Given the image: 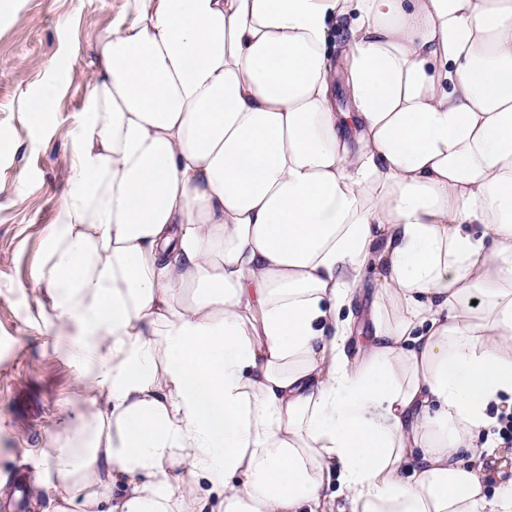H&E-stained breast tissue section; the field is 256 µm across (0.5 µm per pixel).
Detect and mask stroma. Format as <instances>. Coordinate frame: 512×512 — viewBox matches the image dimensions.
<instances>
[{
    "instance_id": "1",
    "label": "stroma",
    "mask_w": 512,
    "mask_h": 512,
    "mask_svg": "<svg viewBox=\"0 0 512 512\" xmlns=\"http://www.w3.org/2000/svg\"><path fill=\"white\" fill-rule=\"evenodd\" d=\"M135 17L131 0H10L0 9V512H35L31 479L65 420L92 411L85 365L41 311L34 270L67 189L97 44ZM68 63L64 78L52 62ZM53 96L41 120L34 99Z\"/></svg>"
}]
</instances>
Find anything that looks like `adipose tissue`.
<instances>
[{
	"instance_id": "ef3b65f1",
	"label": "adipose tissue",
	"mask_w": 512,
	"mask_h": 512,
	"mask_svg": "<svg viewBox=\"0 0 512 512\" xmlns=\"http://www.w3.org/2000/svg\"><path fill=\"white\" fill-rule=\"evenodd\" d=\"M133 10L99 41L35 273L94 405L35 499L512 512V480L488 494L465 463L512 411V0ZM370 264L352 357L341 309ZM365 288H362V294L357 296L351 305L353 312V334L347 342V352L351 356H358L363 350L365 336L368 335L367 313L369 310L371 296L374 290L375 273L366 270L363 275Z\"/></svg>"
}]
</instances>
